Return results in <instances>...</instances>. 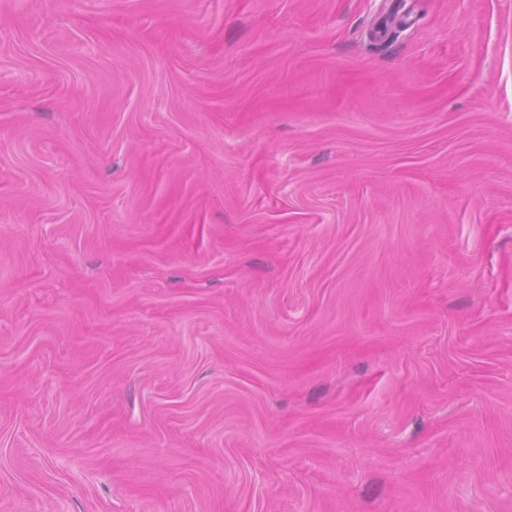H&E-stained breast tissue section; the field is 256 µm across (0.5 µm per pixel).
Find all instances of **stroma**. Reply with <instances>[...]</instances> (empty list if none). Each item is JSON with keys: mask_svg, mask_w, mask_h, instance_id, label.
<instances>
[{"mask_svg": "<svg viewBox=\"0 0 512 512\" xmlns=\"http://www.w3.org/2000/svg\"><path fill=\"white\" fill-rule=\"evenodd\" d=\"M0 0V512H512V0Z\"/></svg>", "mask_w": 512, "mask_h": 512, "instance_id": "obj_1", "label": "stroma"}]
</instances>
